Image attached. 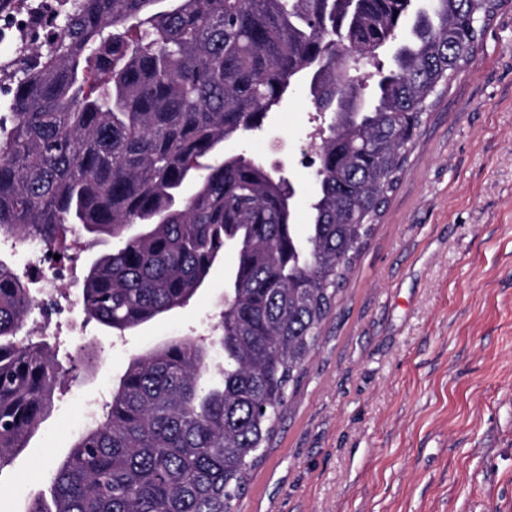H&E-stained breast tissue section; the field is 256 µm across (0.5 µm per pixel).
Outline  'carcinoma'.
<instances>
[{
    "label": "carcinoma",
    "instance_id": "cac0c4a2",
    "mask_svg": "<svg viewBox=\"0 0 512 512\" xmlns=\"http://www.w3.org/2000/svg\"><path fill=\"white\" fill-rule=\"evenodd\" d=\"M57 2L0 115V237L60 256L71 225L121 240L82 291L120 334L187 304L225 247L236 259L210 342L224 363L191 336L136 355L26 512H239L429 112L503 0ZM298 89L328 117L302 231L282 176L224 155ZM38 308L0 260V471L69 372L24 333Z\"/></svg>",
    "mask_w": 512,
    "mask_h": 512
}]
</instances>
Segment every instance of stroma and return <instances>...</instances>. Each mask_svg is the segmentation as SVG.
Segmentation results:
<instances>
[{"label": "stroma", "mask_w": 512, "mask_h": 512, "mask_svg": "<svg viewBox=\"0 0 512 512\" xmlns=\"http://www.w3.org/2000/svg\"><path fill=\"white\" fill-rule=\"evenodd\" d=\"M321 123L299 91L224 145L293 183L301 225L317 189L304 155ZM118 245L68 231L67 283L52 291L0 238V259L34 297L55 299L47 333L60 355L78 344L98 355L93 372L74 367L28 448L0 471V512L49 495L52 470L132 356L212 336L233 251L189 303L119 337L79 304L90 266ZM324 336L241 512H512V0L431 112Z\"/></svg>", "instance_id": "obj_1"}]
</instances>
